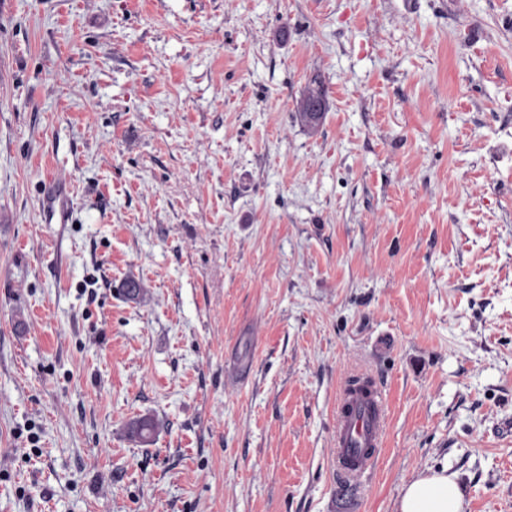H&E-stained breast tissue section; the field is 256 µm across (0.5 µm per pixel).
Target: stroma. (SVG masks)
Segmentation results:
<instances>
[{
  "label": "stroma",
  "instance_id": "35a3bbf8",
  "mask_svg": "<svg viewBox=\"0 0 512 512\" xmlns=\"http://www.w3.org/2000/svg\"><path fill=\"white\" fill-rule=\"evenodd\" d=\"M444 467L512 512V0H0V512H396ZM319 103V111L313 109V105ZM326 98L321 81L318 77L311 80L303 97L300 99L297 107L296 119L302 126L308 129H315L322 120L323 113L326 111ZM361 378L367 389H356L350 381ZM385 427V404L381 389L368 375H355L342 385L336 407V469L347 478L370 472L377 460Z\"/></svg>",
  "mask_w": 512,
  "mask_h": 512
}]
</instances>
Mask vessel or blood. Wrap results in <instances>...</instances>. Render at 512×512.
<instances>
[{
    "label": "vessel or blood",
    "mask_w": 512,
    "mask_h": 512,
    "mask_svg": "<svg viewBox=\"0 0 512 512\" xmlns=\"http://www.w3.org/2000/svg\"><path fill=\"white\" fill-rule=\"evenodd\" d=\"M385 427V404L376 382L343 384L336 407V469L347 478L372 471Z\"/></svg>",
    "instance_id": "obj_1"
}]
</instances>
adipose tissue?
Returning <instances> with one entry per match:
<instances>
[{
  "instance_id": "adipose-tissue-1",
  "label": "adipose tissue",
  "mask_w": 512,
  "mask_h": 512,
  "mask_svg": "<svg viewBox=\"0 0 512 512\" xmlns=\"http://www.w3.org/2000/svg\"><path fill=\"white\" fill-rule=\"evenodd\" d=\"M462 500L455 474L443 469L409 482L399 500L398 512H462Z\"/></svg>"
}]
</instances>
